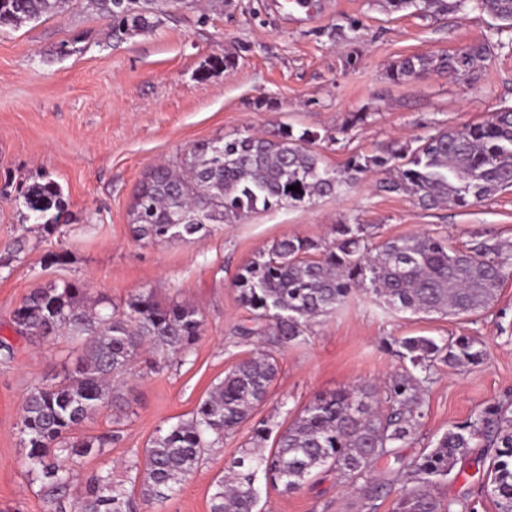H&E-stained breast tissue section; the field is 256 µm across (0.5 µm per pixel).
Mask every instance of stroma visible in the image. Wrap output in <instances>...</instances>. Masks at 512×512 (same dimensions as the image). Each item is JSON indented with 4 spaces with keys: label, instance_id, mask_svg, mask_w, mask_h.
I'll return each mask as SVG.
<instances>
[{
    "label": "stroma",
    "instance_id": "1",
    "mask_svg": "<svg viewBox=\"0 0 512 512\" xmlns=\"http://www.w3.org/2000/svg\"><path fill=\"white\" fill-rule=\"evenodd\" d=\"M209 0L164 9L153 30L113 38L87 3L38 24L0 27V185L18 189L42 175L56 180L70 221L54 234L22 220L13 196L0 195V512H47L40 484L27 474L20 433L22 405L35 384L60 381L82 354L65 336L25 337L12 313L33 290L72 282L90 300L124 307L133 295L186 301L204 331L185 357L161 370L134 363L121 407L105 406L78 429L93 439L119 430L117 442L72 469V489L86 473L123 478L156 430L189 418L198 402L253 342L237 338L246 322L233 285L241 267L283 237L330 239L332 225L368 224L377 240L425 230L465 245L478 233L512 242V191L469 208L425 210L405 194L377 187L382 172L297 206L260 210L236 224H216L202 243L146 245L128 224L134 190L153 165L179 158L190 145L219 137L268 133L282 124L317 132L324 163L343 168L355 153L395 149L413 137L462 122H479L512 104V49H493L469 78L431 72L395 81L393 67L415 54L454 52L490 39L492 20L464 9L445 16L389 11L385 0ZM68 54H59L60 45ZM231 58L232 67L221 65ZM26 237L13 256V240ZM64 253L59 264L50 254ZM477 336L482 364L440 366L426 396L427 416L413 459L431 440L494 401L512 402V281L477 316L385 314L363 298L309 340L280 352V371L254 420L283 423L315 395L357 383L379 384L402 360L382 348L387 336ZM252 431L242 427L215 445L206 463L161 509L209 512L216 475L241 453ZM267 512H358L355 494L335 474L283 494L268 490Z\"/></svg>",
    "mask_w": 512,
    "mask_h": 512
}]
</instances>
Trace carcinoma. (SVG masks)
Masks as SVG:
<instances>
[{
	"label": "carcinoma",
	"mask_w": 512,
	"mask_h": 512,
	"mask_svg": "<svg viewBox=\"0 0 512 512\" xmlns=\"http://www.w3.org/2000/svg\"><path fill=\"white\" fill-rule=\"evenodd\" d=\"M488 14L494 30L512 32V0H386L392 11L448 15L467 2ZM73 0H0V26L19 28L62 14ZM115 37L156 26L158 0H90ZM492 44H470L454 53L416 54L399 61L396 80L427 71L467 77L487 59ZM318 135L295 134L282 125L272 137L256 134L191 145L174 164L157 165L140 180L129 206L134 239L147 244L201 242L211 224H236L262 208L296 206L336 193L341 183L379 170L384 192L406 194L425 209L467 208L512 188V106L478 123L448 126L383 154H353L344 168L324 164L312 149ZM300 186V191L290 190ZM26 219L51 234L67 222L61 187L44 176L17 191ZM512 280V244L474 237L456 247L430 232L373 241L366 224L342 222L329 241L285 237L244 265L234 286L250 324L236 335L259 338L262 349L240 358L199 402L190 418L156 431L132 475L91 473L75 512H138V505L164 502L207 459L210 448L248 423L279 373L277 353L308 340L356 292L374 297L386 314L477 315ZM21 335L67 336L83 355L57 384L35 385L22 406L21 433L29 448L27 474L41 483L52 512H65L71 466L100 451L104 439L73 432L101 407L120 399L114 381L143 353L159 368L186 355L199 340L204 320L186 303H163L136 294L121 311L88 304L86 289L64 282L37 288L13 313ZM383 346L408 360L383 387L349 386L321 393L282 430L254 424L248 447L212 483L210 512H260L261 489L301 490L319 474H336L356 495L361 512L399 485L394 512H476L466 494L438 496L448 477L475 469L496 512H512V420L501 403L485 405L449 428L411 461L402 449L416 439L427 415L425 395L439 365L468 368L483 363L477 336L452 339L392 336ZM271 447H266L267 441ZM384 465L388 477L377 474Z\"/></svg>",
	"instance_id": "obj_1"
}]
</instances>
